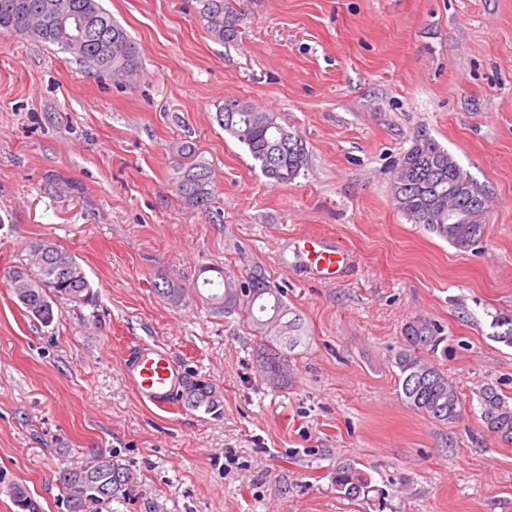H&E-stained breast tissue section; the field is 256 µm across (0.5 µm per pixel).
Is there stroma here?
Returning a JSON list of instances; mask_svg holds the SVG:
<instances>
[{"mask_svg": "<svg viewBox=\"0 0 512 512\" xmlns=\"http://www.w3.org/2000/svg\"><path fill=\"white\" fill-rule=\"evenodd\" d=\"M102 4L138 45L121 81L0 33V512H15L7 483L65 512L56 473L93 448L139 477L135 497L101 512H512V445L479 404L488 385L512 403V347L491 325L512 314V0H243L228 43L196 0ZM228 98L301 137L293 182L271 185L225 133ZM420 134L490 200L469 250L393 204V165ZM184 141L212 172L215 216L174 191ZM308 236L348 254L336 280L311 277ZM38 239L99 292L48 327L5 278ZM204 265L258 266L286 289L303 323L287 386L259 376L239 315L153 289L191 286ZM419 316L441 326L433 360L463 400L449 425L408 404L394 365ZM144 343L212 384L221 414L143 402L126 365ZM352 462L373 486L356 499L332 482Z\"/></svg>", "mask_w": 512, "mask_h": 512, "instance_id": "1", "label": "stroma"}]
</instances>
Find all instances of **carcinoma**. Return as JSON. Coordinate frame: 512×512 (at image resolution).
<instances>
[{"mask_svg":"<svg viewBox=\"0 0 512 512\" xmlns=\"http://www.w3.org/2000/svg\"><path fill=\"white\" fill-rule=\"evenodd\" d=\"M199 2L200 18L213 39L222 43L237 39L244 13L229 6V0ZM53 11H62L80 21L82 37H76L68 26L51 23L48 14ZM0 30L55 46L80 66L98 73L120 76L135 70L139 62L136 43L100 0H0ZM218 120L272 184L294 181L307 166L305 145L281 124L278 113L248 101L227 99ZM396 169L391 197L400 213L459 250L469 249L480 239L488 197L435 139L417 135L399 157ZM467 180L470 189L459 193L456 217L450 221L448 189L457 190ZM173 184L188 205L210 212L211 171L206 165L192 161L180 166ZM207 272L217 276L193 283L190 290L167 279L155 284V290L178 306L189 291L198 294L204 288L210 291L205 301L214 311L240 312L258 338L255 363L260 376L275 388L283 387L288 382L290 358L302 342L303 331L300 316L292 314L285 300L284 289L272 283L260 268L237 280L224 277V270L219 267L200 270L202 274ZM7 281L23 315L45 327L58 316L61 301L91 304L97 297L76 258L49 239L31 242L26 258L8 271ZM493 326L499 328L493 334L495 341L512 347V316L495 317ZM403 338L404 347L395 355V366L405 399L437 423L454 422L460 412L457 388L448 374L428 358L445 340L441 328L430 320L415 318L405 324ZM479 400L486 428L512 444V407L492 386L480 391ZM180 401L190 409L202 408L210 414L221 413L223 406L216 388L204 380L190 379L183 384ZM101 454L112 458V466L103 472L88 468L86 463L59 468L57 482L64 492L66 512H87L97 503L131 500L139 484L137 471L111 451L98 450L89 460ZM333 482L337 490L351 498L364 496L371 489L370 475L351 463L336 469ZM10 498L15 504L26 502L28 512H40L37 501L21 484L11 485Z\"/></svg>","mask_w":512,"mask_h":512,"instance_id":"obj_1","label":"carcinoma"}]
</instances>
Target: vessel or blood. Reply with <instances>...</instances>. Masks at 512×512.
<instances>
[{"label": "vessel or blood", "instance_id": "1", "mask_svg": "<svg viewBox=\"0 0 512 512\" xmlns=\"http://www.w3.org/2000/svg\"><path fill=\"white\" fill-rule=\"evenodd\" d=\"M309 271L324 280L334 279L347 264L344 251L314 240L303 243ZM136 392L158 407L167 406L173 396L176 376L168 358L150 347H142L128 367Z\"/></svg>", "mask_w": 512, "mask_h": 512}]
</instances>
